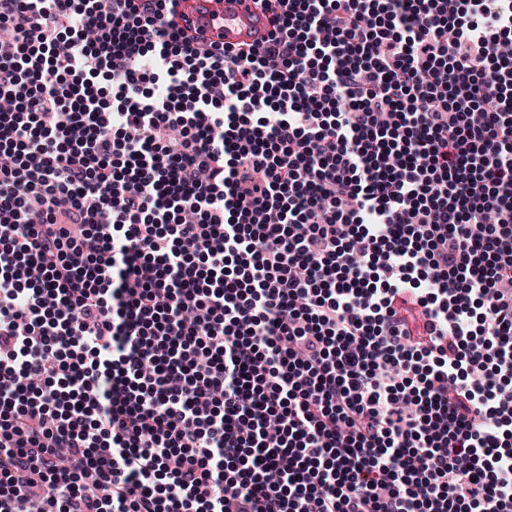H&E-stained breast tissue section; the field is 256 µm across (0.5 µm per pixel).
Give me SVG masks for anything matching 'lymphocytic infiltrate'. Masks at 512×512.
<instances>
[{
	"label": "lymphocytic infiltrate",
	"mask_w": 512,
	"mask_h": 512,
	"mask_svg": "<svg viewBox=\"0 0 512 512\" xmlns=\"http://www.w3.org/2000/svg\"><path fill=\"white\" fill-rule=\"evenodd\" d=\"M174 2L0 0V512H512V0ZM256 0H179L190 33L204 46L260 47L271 30L270 14Z\"/></svg>",
	"instance_id": "obj_1"
}]
</instances>
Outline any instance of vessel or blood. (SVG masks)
<instances>
[{
	"instance_id": "1",
	"label": "vessel or blood",
	"mask_w": 512,
	"mask_h": 512,
	"mask_svg": "<svg viewBox=\"0 0 512 512\" xmlns=\"http://www.w3.org/2000/svg\"><path fill=\"white\" fill-rule=\"evenodd\" d=\"M177 8L202 45L260 47L271 30L270 15L256 0H179Z\"/></svg>"
}]
</instances>
